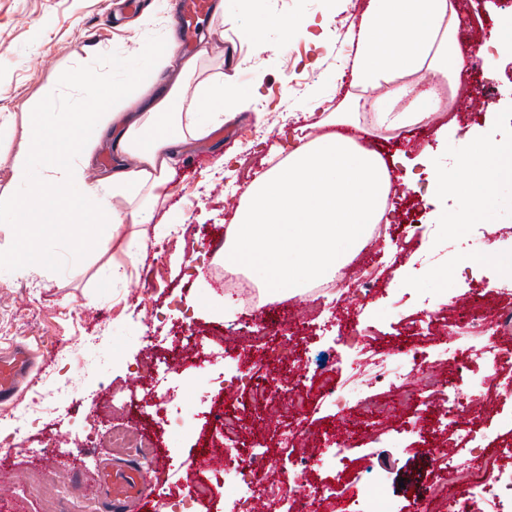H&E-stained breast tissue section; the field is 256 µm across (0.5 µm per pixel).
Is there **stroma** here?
Segmentation results:
<instances>
[{
    "label": "stroma",
    "mask_w": 512,
    "mask_h": 512,
    "mask_svg": "<svg viewBox=\"0 0 512 512\" xmlns=\"http://www.w3.org/2000/svg\"><path fill=\"white\" fill-rule=\"evenodd\" d=\"M126 0H0V114L11 116L0 129V207L22 198L27 186L11 180V162L27 137V104L56 112L79 111L84 99L100 94L103 84L127 83L131 73L152 68L150 48L167 34L168 12L181 0H148L140 12ZM367 0H224V17L193 19V36L182 42L191 54L223 31L224 48L233 64L224 83L234 93L224 109V124L205 140L188 146L186 155H204V164L185 172L176 166L159 206L160 223L89 226L84 234L63 228L58 236L39 232L37 214L26 218L28 236L53 261L45 267L0 264V347L26 345L34 353L55 350L41 372H33L19 401L0 407V464L19 471L8 493L26 512L43 504L30 478L40 474L54 497L55 512H109L96 482L105 463L126 462L129 449L110 445L112 429L130 425L137 437L151 441L149 473L165 498L142 502L137 512H171L173 488L188 476L207 478L202 460L213 450L201 437V424L167 432L149 407L150 388L177 394L196 413L224 408L227 447L247 454L266 446L265 472L252 485L253 498L243 507L254 512L271 486H288L308 457L325 451L336 428L351 433L350 457L369 455L374 472L400 512L411 502L433 500L444 482L440 463L427 451L442 436L443 405L430 407L415 421L418 400L412 392L380 391L367 410L348 405L337 410L333 399L349 382L342 364L348 349L339 326L359 323L377 352L388 355L416 346L436 357L458 348L448 332L457 306H483L486 282L512 275L499 261L472 265L457 255L469 236L512 228V179L496 183L488 204L466 224L451 223L457 200L437 195L422 166V153L447 155L465 147V135L490 130L494 139L512 144V52L497 50L499 63L472 76L482 89L481 102L459 122L445 96H437L430 120L405 129L375 124L374 102L383 88L353 85L351 32ZM461 47L494 49L504 10L494 0H457ZM149 25H142V18ZM306 20V35L287 37L288 24ZM121 68H113V60ZM366 106L355 114L370 129L369 149L390 170L391 198L382 219V247L365 260L384 296L379 304L341 301L336 290L305 287L270 295L264 309L237 307L238 335H227L224 291L211 271L219 243L227 241L237 206L254 178L285 158L282 146L295 129L311 136L333 133L326 117L346 96ZM320 97L312 108V97ZM349 134V127L338 129ZM126 276H112L113 264ZM432 304L443 313L425 325L423 309ZM243 353L242 368L224 366V351ZM328 361V369L307 384L300 417L303 436L281 445L279 433L291 420L289 388L306 361ZM495 405L474 416L488 435L485 455L512 448V389L494 381ZM408 430L407 445L394 447L392 427ZM55 444L49 455L42 444ZM83 452L80 470L60 467L63 456ZM317 490L333 487L331 512H347L354 489L352 471L319 469L310 475Z\"/></svg>",
    "instance_id": "35a3bbf8"
}]
</instances>
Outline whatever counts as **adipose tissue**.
<instances>
[{
	"instance_id": "obj_1",
	"label": "adipose tissue",
	"mask_w": 512,
	"mask_h": 512,
	"mask_svg": "<svg viewBox=\"0 0 512 512\" xmlns=\"http://www.w3.org/2000/svg\"><path fill=\"white\" fill-rule=\"evenodd\" d=\"M458 31L455 0H369L353 32L351 74L353 84L384 88L379 125L398 128L429 120V95L415 93L406 81L415 72L427 70L437 83L456 90L463 67ZM209 55L206 47L182 52L171 35L156 47L152 70L123 85L105 84V105L86 106L67 122L48 109L27 113L30 133L17 147L12 179L28 181L34 155L42 159L46 175L39 187L8 206L9 223L41 214L46 238L68 225L150 223L182 149L224 124V74H205ZM108 140L115 143L118 161L89 178L93 156ZM426 167L434 189L458 201L453 220L464 224L484 206L496 180L512 175V147L476 138L452 163L431 155ZM77 184L95 197L92 213L68 199L70 186Z\"/></svg>"
}]
</instances>
